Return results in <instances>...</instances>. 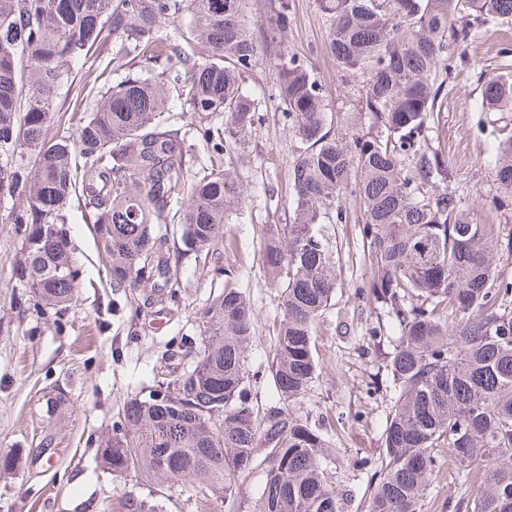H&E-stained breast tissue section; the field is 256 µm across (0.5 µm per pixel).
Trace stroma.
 Returning <instances> with one entry per match:
<instances>
[{
	"instance_id": "obj_1",
	"label": "stroma",
	"mask_w": 512,
	"mask_h": 512,
	"mask_svg": "<svg viewBox=\"0 0 512 512\" xmlns=\"http://www.w3.org/2000/svg\"><path fill=\"white\" fill-rule=\"evenodd\" d=\"M289 3L283 45L311 67L335 121L354 112L370 127L357 83L345 82L325 51L327 23L315 0ZM506 73L512 74V21L492 19L457 56L428 139L442 152L449 191L474 223L511 231L512 202H502L490 160L497 140L512 136V112L484 111L481 97L488 79ZM243 86L260 99V120L244 161L231 170L246 193L227 208L223 258L217 263L187 254L178 288L153 294L150 308L136 310L131 292L112 288L108 255L75 206L65 230L78 270L77 296L59 313L38 308L20 275L19 227L5 218L11 203L0 200V455L19 459L0 474V512H129L139 502L159 504L161 512H224L223 499L203 501L179 482L113 476L99 447L116 433L124 401L150 385L156 366H188L186 350L200 336L197 314L224 289H239L252 301L253 367L271 359L284 283L268 272L262 240L267 225L288 221V170L300 143L278 108L265 61L245 73ZM339 206L346 222L321 227L340 266L331 304L315 328L318 377L296 407L328 433L344 512H365L371 473L361 462L378 455L390 402L388 380L377 375L385 348L369 337L376 309L358 294L372 276L359 203L346 194ZM61 392L68 404L47 411V398ZM473 492L454 466L442 465L422 512H448L449 501Z\"/></svg>"
}]
</instances>
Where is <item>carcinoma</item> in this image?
I'll return each instance as SVG.
<instances>
[{
	"label": "carcinoma",
	"mask_w": 512,
	"mask_h": 512,
	"mask_svg": "<svg viewBox=\"0 0 512 512\" xmlns=\"http://www.w3.org/2000/svg\"><path fill=\"white\" fill-rule=\"evenodd\" d=\"M326 48L346 82L361 79V110L380 127L328 125L325 91L281 45L288 0H0V197L21 225L36 303L63 309L77 293L62 225L77 203L108 256L112 287L173 288L190 252L217 255L231 187L224 159L247 145L260 104L243 74L265 56L280 108L302 147L288 173L290 216L269 224L267 268L286 278L269 377L279 404L254 410L248 347L253 306L226 288L198 316L208 354L176 378L154 377L173 402L133 396L122 409L125 446L106 441L115 476L181 481L202 496L234 497L260 472L254 512H342L324 461L327 439L293 408L317 371L314 328L337 284V260L317 225L347 219L374 267L360 294L400 332L384 370L393 401L379 458L365 462L368 512H422L442 449L462 482L477 480L457 512H512V233L476 224L448 188L428 124L457 51L485 19L512 20V0H316ZM186 18L178 39L162 20ZM111 56L94 82L95 107L76 93L64 127L50 132L58 99L94 54ZM189 86L184 112L221 118L206 131L209 163L188 174L195 144L176 128L170 87ZM487 112H512V77L481 91ZM87 112L84 117L79 111ZM498 189L512 197V138L494 148ZM176 225L183 247L162 227Z\"/></svg>",
	"instance_id": "1"
}]
</instances>
